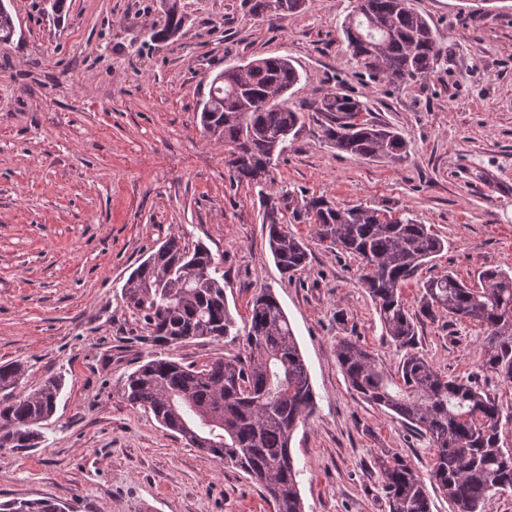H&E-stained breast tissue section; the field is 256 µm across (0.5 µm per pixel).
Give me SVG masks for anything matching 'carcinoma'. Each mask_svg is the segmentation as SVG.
Here are the masks:
<instances>
[{
    "mask_svg": "<svg viewBox=\"0 0 512 512\" xmlns=\"http://www.w3.org/2000/svg\"><path fill=\"white\" fill-rule=\"evenodd\" d=\"M299 12L305 0H251L257 17ZM178 0H168L166 21L151 38L167 40L180 20ZM347 50L393 85L433 74L446 58L427 18L411 0H355L343 23ZM300 75L285 57L255 60L247 70L224 69V84L201 108L202 127L219 128L238 182L266 189L270 169L290 138L305 126V113L284 96ZM326 118L325 139L336 149L375 162L401 163L408 143L392 127L360 118L365 101L340 92L312 104ZM291 215L315 225L322 242L361 260L362 285L372 298L385 335L405 350L395 370L350 337L336 344V359L350 387L367 404L389 410L429 438L430 472L452 512H483L488 498L512 490V448L501 443L504 407L471 382L450 378L414 352L417 315L406 307L402 288L444 249L441 239L404 214L363 204L338 207L323 197L302 196ZM279 204L265 202L268 247L285 273L302 271L308 249L288 231ZM473 288L445 271L424 282L420 315L446 314L474 322L484 331L481 366L512 384V273L487 268ZM123 300L148 328L152 342L177 346L194 339H242L244 353L200 367L165 358L150 359L121 378L126 400L153 413L165 428L216 461L247 474L272 504L273 512H304L291 437L315 411L309 372L288 317L269 290L251 301L244 328H237L224 298V274L203 245L189 250L172 237L130 274ZM27 368L0 365V389L15 390ZM64 387L51 376L35 391L0 405V450L36 448L42 423L51 419ZM390 512H431L425 482L407 460L376 462ZM0 512H58L47 500L0 503Z\"/></svg>",
    "mask_w": 512,
    "mask_h": 512,
    "instance_id": "obj_1",
    "label": "carcinoma"
}]
</instances>
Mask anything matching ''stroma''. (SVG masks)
<instances>
[{
	"mask_svg": "<svg viewBox=\"0 0 512 512\" xmlns=\"http://www.w3.org/2000/svg\"><path fill=\"white\" fill-rule=\"evenodd\" d=\"M16 34L0 47V364L20 361L24 391L64 375L36 448L0 451V501L54 499L66 512H272L238 469L184 445L128 403L120 378L151 357L201 365L241 351L227 339L152 346L122 300L140 260L170 236L207 245L224 266L238 324L269 289L294 332L316 397L291 451L304 512H389L376 459L399 455L429 479L434 450L397 416L350 389L336 343L357 339L387 367L403 352L386 338L357 259L288 229L309 248L304 271L275 265L263 197L237 182L200 111L213 78L233 64L288 58L287 95L305 127L272 169L280 205L322 196L406 212L445 243L402 293L418 312L423 283L443 271L479 286V271L512 267V9L478 15L461 0H412L448 59L407 85L370 78L351 58L342 24L353 0H306L293 16H254L248 0H180L185 25L151 40L162 0H6ZM359 97L396 129L401 164L370 162L323 137L324 94ZM479 325L422 319L415 349L445 375L512 406V386L480 365Z\"/></svg>",
	"mask_w": 512,
	"mask_h": 512,
	"instance_id": "obj_1",
	"label": "stroma"
}]
</instances>
